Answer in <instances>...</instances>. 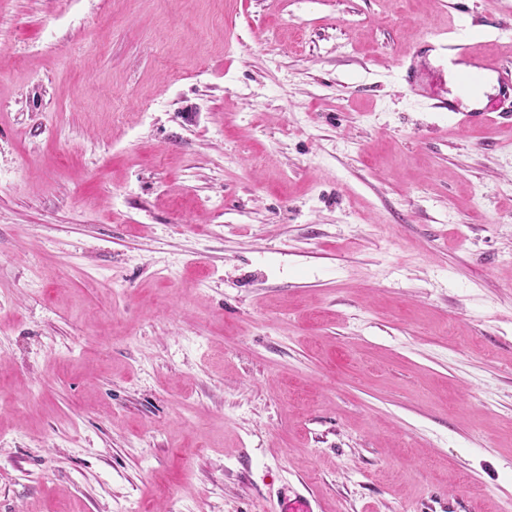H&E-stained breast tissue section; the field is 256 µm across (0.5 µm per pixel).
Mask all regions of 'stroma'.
Returning <instances> with one entry per match:
<instances>
[{
  "label": "stroma",
  "instance_id": "obj_1",
  "mask_svg": "<svg viewBox=\"0 0 512 512\" xmlns=\"http://www.w3.org/2000/svg\"><path fill=\"white\" fill-rule=\"evenodd\" d=\"M0 27V512H512V0ZM471 59V69L463 73L461 77L462 85L467 91L474 89L481 83L483 71L486 69H493L499 74L511 75L512 73V61L506 63L491 62L487 55L479 49L478 45L471 47ZM502 112H498L495 102L487 103L482 109L473 112H460L462 117L459 126L469 127L472 125H483L488 122H498Z\"/></svg>",
  "mask_w": 512,
  "mask_h": 512
}]
</instances>
